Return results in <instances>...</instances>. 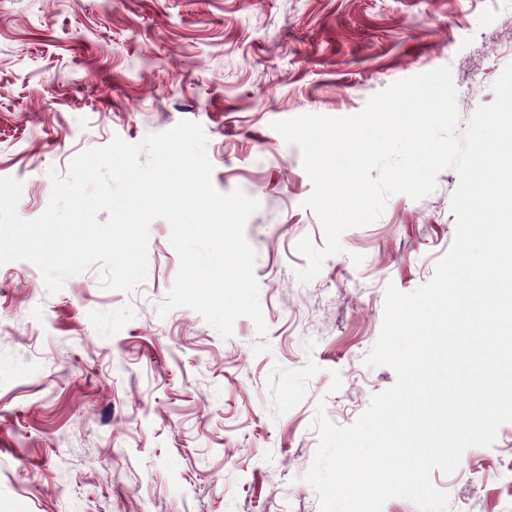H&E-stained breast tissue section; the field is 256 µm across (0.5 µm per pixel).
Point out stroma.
Segmentation results:
<instances>
[{
    "label": "stroma",
    "instance_id": "1",
    "mask_svg": "<svg viewBox=\"0 0 512 512\" xmlns=\"http://www.w3.org/2000/svg\"><path fill=\"white\" fill-rule=\"evenodd\" d=\"M510 63L512 0H0V178L23 185L18 215L44 212L78 153L197 123L214 187L260 204L245 235L267 325L242 317L224 338L192 309L159 315L179 269L163 219L130 293L96 266L51 295L33 263L0 265V512H320L315 414L351 425L394 384L366 362L386 287L431 279L458 176L391 196L303 283L298 241L326 238L272 124L355 115L447 65L463 130ZM510 463L507 423L432 483L448 512H512Z\"/></svg>",
    "mask_w": 512,
    "mask_h": 512
}]
</instances>
